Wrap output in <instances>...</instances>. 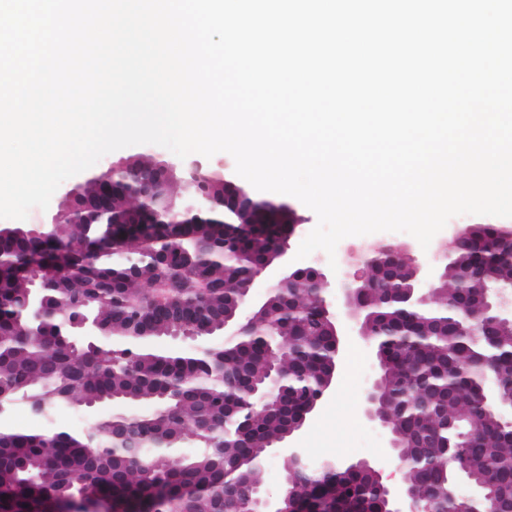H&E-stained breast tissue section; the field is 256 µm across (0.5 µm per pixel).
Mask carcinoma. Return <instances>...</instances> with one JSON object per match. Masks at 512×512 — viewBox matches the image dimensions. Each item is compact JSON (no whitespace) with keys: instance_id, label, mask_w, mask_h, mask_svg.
<instances>
[{"instance_id":"obj_1","label":"carcinoma","mask_w":512,"mask_h":512,"mask_svg":"<svg viewBox=\"0 0 512 512\" xmlns=\"http://www.w3.org/2000/svg\"><path fill=\"white\" fill-rule=\"evenodd\" d=\"M198 187L170 181L156 206L160 224L128 223L139 198L120 183L104 190L93 178L67 202L90 224H50L32 230L0 227V418L24 406L48 420L61 408L80 411L118 399L158 405L145 416H115L87 433L0 428V512H55L85 494L112 512H245L242 500L224 499V483H257L265 452L286 431L279 412L228 391L244 377L261 388L271 365L288 375V413L299 415L327 378L333 336L318 310L314 271L304 269L286 288L271 292L254 324L256 335L207 346L191 357L152 347L158 336L193 329L206 340L241 302L246 272L267 256L282 224L191 223L181 215ZM217 210L237 206L225 198V180L209 183ZM114 223L95 222L99 210ZM474 236L492 249L459 251L448 262V287L425 307L405 312L411 271L400 263L385 274L389 287L359 291L358 304L374 322L391 327L378 336L383 367L379 393L385 415L400 435L408 481L421 502L446 487L443 462L455 456L473 482L490 476L485 495L499 512H512V425L498 409L512 389V326L498 334L492 315L476 325L462 311L480 303L462 287L471 268L491 282L512 281V232L477 224ZM48 276L43 293L50 314L36 320L34 274ZM459 312L448 315V293ZM97 322L107 345L95 351L71 336L69 320ZM415 383L418 395L396 386ZM244 409L249 431L224 428V397ZM209 402L199 426L201 400ZM131 429L140 447L124 448L112 431ZM176 448L191 452L172 460ZM292 512H383L378 477L370 470L327 464L314 471L286 465Z\"/></svg>"}]
</instances>
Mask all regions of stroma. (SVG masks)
Masks as SVG:
<instances>
[{
	"mask_svg": "<svg viewBox=\"0 0 512 512\" xmlns=\"http://www.w3.org/2000/svg\"><path fill=\"white\" fill-rule=\"evenodd\" d=\"M376 369L372 355L358 337L343 339V354L336 376L324 401L309 416L304 427L295 433L298 448L307 455L322 459L323 463L349 464L366 461L381 468L383 482L392 489L406 486L405 470L384 469L388 441L383 429L365 415V390ZM153 404L140 401H120L85 411L82 420L61 411L48 429H70L74 424L89 428L103 416L152 412Z\"/></svg>",
	"mask_w": 512,
	"mask_h": 512,
	"instance_id": "35a3bbf8",
	"label": "stroma"
}]
</instances>
